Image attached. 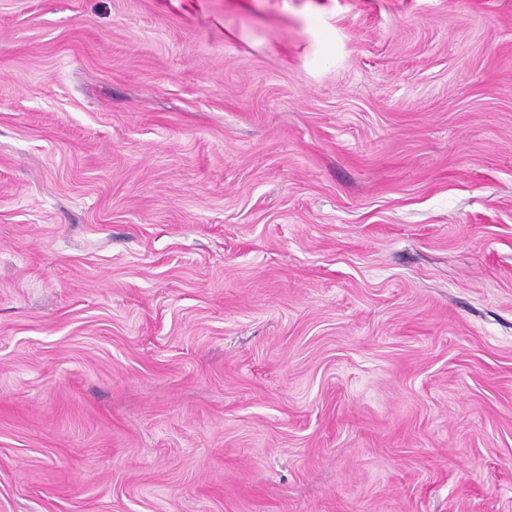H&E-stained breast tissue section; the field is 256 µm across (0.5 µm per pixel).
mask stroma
I'll return each instance as SVG.
<instances>
[{"label":"stroma","instance_id":"1","mask_svg":"<svg viewBox=\"0 0 512 512\" xmlns=\"http://www.w3.org/2000/svg\"><path fill=\"white\" fill-rule=\"evenodd\" d=\"M0 512H512V0H0Z\"/></svg>","mask_w":512,"mask_h":512}]
</instances>
